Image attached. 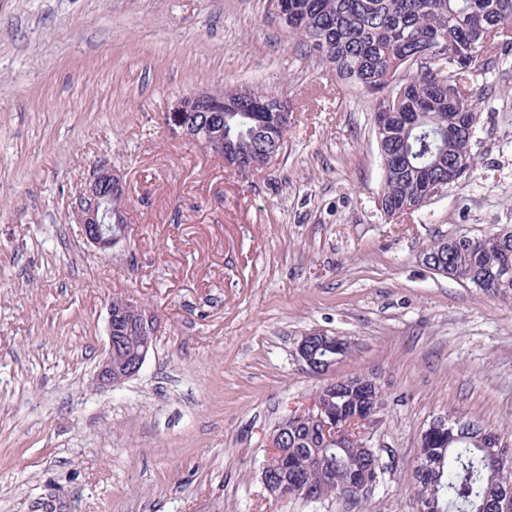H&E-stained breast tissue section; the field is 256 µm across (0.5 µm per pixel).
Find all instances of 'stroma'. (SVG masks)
<instances>
[{"label": "stroma", "mask_w": 512, "mask_h": 512, "mask_svg": "<svg viewBox=\"0 0 512 512\" xmlns=\"http://www.w3.org/2000/svg\"><path fill=\"white\" fill-rule=\"evenodd\" d=\"M252 85L293 111L260 172L166 123L192 91ZM474 166L427 206H377L369 97L311 56L273 0H0V512H417L420 435L452 411L512 443V301L427 268L434 240L512 226V57L476 64ZM125 237L86 241L99 167ZM152 316L139 373L102 389L114 298ZM348 339L331 377L377 373L360 500L275 501L269 434L328 378L297 354ZM127 195L123 176L102 166L86 182L76 198L74 211L77 223L87 242L106 250L124 237L122 224H112V196Z\"/></svg>", "instance_id": "stroma-1"}]
</instances>
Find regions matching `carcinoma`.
Returning <instances> with one entry per match:
<instances>
[{
	"instance_id": "1",
	"label": "carcinoma",
	"mask_w": 512,
	"mask_h": 512,
	"mask_svg": "<svg viewBox=\"0 0 512 512\" xmlns=\"http://www.w3.org/2000/svg\"><path fill=\"white\" fill-rule=\"evenodd\" d=\"M279 17L309 48L329 63L343 80L373 96L374 114L389 118L386 133L376 136L383 161L380 197L392 210L420 201L427 187L448 180L460 162L455 180L471 169V141L479 115L461 100L464 83L478 60L471 52L473 34L496 30L483 54L485 64L497 65L512 50V0H275ZM445 54L448 80L421 72L403 77L416 55ZM234 103L224 113V152L266 165L256 137L259 127L284 138L288 125L274 127L272 115L286 111L275 95L251 89H227ZM426 251L433 263L448 268V276L499 298L512 300V232L494 242L467 237L441 238ZM116 364L138 344L126 320L114 321ZM349 347L329 340L310 347L318 359H341ZM313 408L294 411L278 426L286 428L280 453L268 471L288 490L322 501L336 496L350 480L382 484L380 459L373 458L366 440L351 430L369 411L385 405V392L374 377L351 376L321 387L311 398ZM410 476V488L421 512H492L500 499H512V446L480 421L454 413L437 418L423 437Z\"/></svg>"
}]
</instances>
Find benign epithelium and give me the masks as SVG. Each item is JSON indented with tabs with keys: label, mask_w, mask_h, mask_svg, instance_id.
<instances>
[{
	"label": "benign epithelium",
	"mask_w": 512,
	"mask_h": 512,
	"mask_svg": "<svg viewBox=\"0 0 512 512\" xmlns=\"http://www.w3.org/2000/svg\"><path fill=\"white\" fill-rule=\"evenodd\" d=\"M206 112L208 120L193 128L186 123V113ZM169 119L172 129L195 141L203 149L218 154L224 148V91H199L180 98L173 106ZM127 195L123 176L110 167L102 166L86 182L76 198L74 211L77 223L87 242L106 250L124 237L123 226L112 223V197ZM126 318L142 335L137 357L127 360L121 371L113 372V348L99 365L96 382L102 389L111 388L138 374L149 351L154 335V321L137 303L128 300Z\"/></svg>",
	"instance_id": "1"
}]
</instances>
